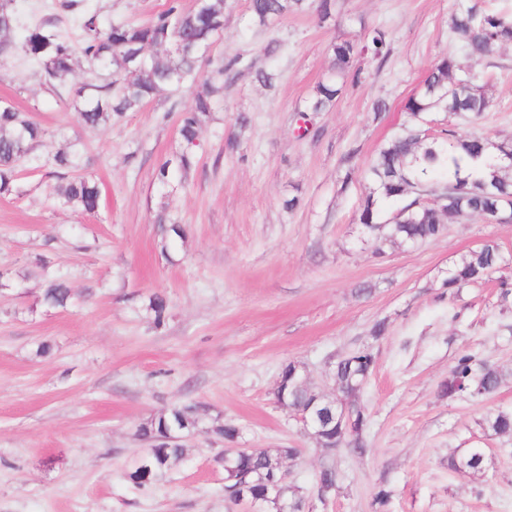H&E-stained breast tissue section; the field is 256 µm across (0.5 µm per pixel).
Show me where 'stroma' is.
<instances>
[{
    "mask_svg": "<svg viewBox=\"0 0 512 512\" xmlns=\"http://www.w3.org/2000/svg\"><path fill=\"white\" fill-rule=\"evenodd\" d=\"M79 0L64 13L79 36L81 13L101 23L146 25L170 3ZM459 0H331V15L290 13L261 27L247 0H225L224 29L207 51L241 58L212 99L183 170L180 113L203 80L166 87L104 128H84L74 95L100 82L77 61L51 89L13 54L0 63V101L45 131L32 159L0 194V512H245L224 497L217 457L224 439L203 429L182 438L165 479L133 487L127 474L145 448L138 431L166 409L201 406L204 422L235 425L236 447L298 449L286 461L312 512H512V435L480 425L512 411V224L449 221L444 235L373 254L359 221L362 171L407 119L405 104L450 38ZM387 30L384 64L358 59L336 105L306 112L328 74L332 43ZM276 74L273 87L254 72ZM487 78L480 127L512 141V45L473 63ZM386 113L375 115L377 100ZM78 148L82 175L101 191L97 213L62 205L52 156ZM171 162L170 180L157 171ZM181 225L182 236L161 233ZM497 243L506 260L489 280L450 293L449 270L469 250ZM64 280L68 307L45 304L42 277ZM166 302L163 314L149 307ZM385 332L372 339L377 322ZM372 344L375 366L361 394L369 452L335 459L340 489L319 500L326 457L294 413L275 399L282 369L298 363L315 390L333 394L326 361ZM476 352L506 378L483 399L442 396L455 358ZM485 450V471L464 475L448 458Z\"/></svg>",
    "mask_w": 512,
    "mask_h": 512,
    "instance_id": "1",
    "label": "stroma"
}]
</instances>
